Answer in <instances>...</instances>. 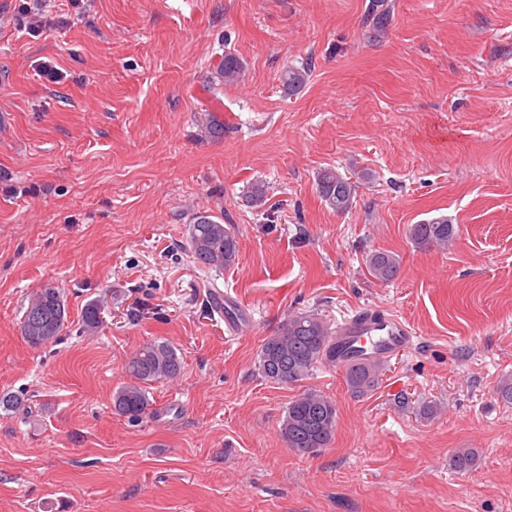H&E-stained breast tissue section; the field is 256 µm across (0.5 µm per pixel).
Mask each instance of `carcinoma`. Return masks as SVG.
<instances>
[{"instance_id":"carcinoma-1","label":"carcinoma","mask_w":512,"mask_h":512,"mask_svg":"<svg viewBox=\"0 0 512 512\" xmlns=\"http://www.w3.org/2000/svg\"><path fill=\"white\" fill-rule=\"evenodd\" d=\"M385 0H371L367 21L370 29L379 34L391 21V11L383 6ZM244 63L231 51L212 73V82L233 85L239 82ZM310 69L288 67L281 74L283 92L294 96L307 83ZM318 196L326 206L338 214L351 210L357 182L333 168L322 169L316 177ZM246 204L257 210L267 203V188L260 182L252 183L245 192ZM454 225L445 216L423 220L409 228V238L419 246L445 247L456 237ZM188 250L195 262L208 269L222 271L233 267L239 259V242L233 225L224 224L217 216L205 211L193 215L188 225ZM373 277L381 282L396 279L401 270L399 259L388 252H375L366 259ZM38 310L47 325L43 332L30 329V314ZM102 325L101 309L89 302L82 313L80 330L91 336ZM68 327L64 292L57 287H45L28 301L20 320V333L32 348H42L59 340ZM336 330L319 314L300 312L288 319L262 345L258 354V371L272 383L291 386L306 379L317 365L336 361ZM382 359H359L344 365L345 381L354 396H364L377 389L382 372ZM182 371V360L177 350L167 342L157 340L142 344L125 362L129 381L112 395L113 411L136 423L142 421L150 406L148 385L177 378ZM0 411L17 414L26 411V400L8 390L0 391ZM336 403L321 391L303 390L286 408L280 432L289 448L300 453H312L329 445L336 429ZM477 455L471 448L459 449L452 458L453 468L464 473L473 468Z\"/></svg>"}]
</instances>
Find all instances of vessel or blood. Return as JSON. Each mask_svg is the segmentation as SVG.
Instances as JSON below:
<instances>
[{
	"instance_id": "1",
	"label": "vessel or blood",
	"mask_w": 512,
	"mask_h": 512,
	"mask_svg": "<svg viewBox=\"0 0 512 512\" xmlns=\"http://www.w3.org/2000/svg\"><path fill=\"white\" fill-rule=\"evenodd\" d=\"M339 334L352 348L363 350L365 357H387L408 350L412 331L397 317L368 309L347 319Z\"/></svg>"
}]
</instances>
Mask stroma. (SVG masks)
I'll return each instance as SVG.
<instances>
[{"label":"stroma","instance_id":"35a3bbf8","mask_svg":"<svg viewBox=\"0 0 512 512\" xmlns=\"http://www.w3.org/2000/svg\"><path fill=\"white\" fill-rule=\"evenodd\" d=\"M27 2L0 0V391L29 405L0 411V512H512V405L495 395L512 377V0H388L376 37L369 0ZM227 51L244 75L211 86ZM305 65L285 95L282 70ZM327 167L358 182L348 213L318 197ZM254 181L272 212L246 205ZM199 211L234 225V267L195 263ZM439 216L448 248L410 241ZM374 251L399 256L397 279L370 275ZM46 285L69 327L34 349L19 322ZM368 307L419 340L375 391L351 395L335 364L297 388L259 374L289 317ZM153 340L183 369L132 423L112 395ZM303 388L337 424L300 455L280 426ZM459 448L479 452L463 474ZM385 0H372L368 8L367 21L369 22L370 29L374 33L384 32L391 21V11L389 8H381L384 6ZM309 67H287L281 74L283 92L289 96L297 95L305 87L309 76Z\"/></svg>","mask_w":512,"mask_h":512}]
</instances>
